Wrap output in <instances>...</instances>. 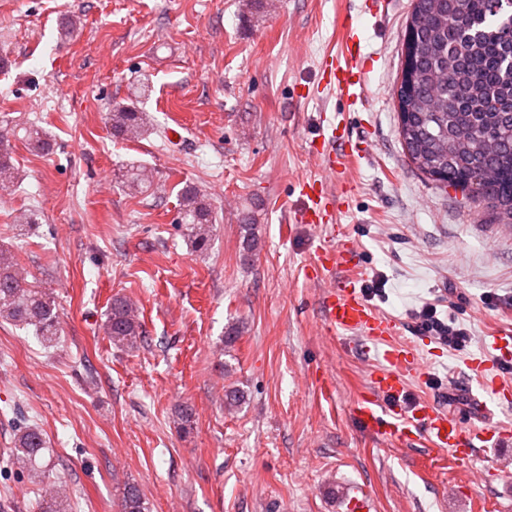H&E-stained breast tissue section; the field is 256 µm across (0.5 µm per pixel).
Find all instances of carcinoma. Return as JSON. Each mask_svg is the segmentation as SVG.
Instances as JSON below:
<instances>
[{
	"instance_id": "1",
	"label": "carcinoma",
	"mask_w": 512,
	"mask_h": 512,
	"mask_svg": "<svg viewBox=\"0 0 512 512\" xmlns=\"http://www.w3.org/2000/svg\"><path fill=\"white\" fill-rule=\"evenodd\" d=\"M416 37L412 64L420 78L406 85L397 104L410 112L415 124L401 132L410 161L426 175L442 173L448 187L466 190L480 169L493 172L473 199L491 204L512 219V0L497 8L492 0H461L457 13H441L433 0H416L406 23ZM151 92L149 82L140 85L134 98L115 103L106 114L112 136L139 138L147 132L148 117L139 107ZM34 152L48 153L52 136L31 124L13 133ZM19 180L8 145L0 144V190H10ZM126 186L148 193L151 171L132 165ZM246 234L242 259L250 262L258 249L256 227L243 218ZM180 223L197 250L210 244L215 214L209 198L193 185L180 191ZM0 317L20 328H33L50 346L58 338L60 316L56 305L28 281V272L14 256L0 248ZM105 334L117 348L133 349L145 331L136 306L115 295L104 321ZM13 447L0 452V467L28 479L41 492L40 512H69L70 493L50 480L48 441L37 426L24 417L13 423ZM118 512H150L141 488L125 482Z\"/></svg>"
}]
</instances>
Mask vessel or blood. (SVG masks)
I'll return each instance as SVG.
<instances>
[{"label":"vessel or blood","instance_id":"b4317fda","mask_svg":"<svg viewBox=\"0 0 512 512\" xmlns=\"http://www.w3.org/2000/svg\"><path fill=\"white\" fill-rule=\"evenodd\" d=\"M345 61L324 60L323 75L331 91L351 102H358L363 85L361 46L349 42ZM368 150L365 140L322 145L319 152L322 167L329 172L348 170ZM306 208L296 219L305 224H331L329 196L323 179H301ZM317 261L322 269L337 271L338 277L323 298L325 319L323 331L333 336L339 332L360 335L366 347L381 348V364L370 378L365 395L357 402L355 414L370 433L385 437L399 445L424 438L437 451H445L460 462L470 461L477 449L497 442L502 428L488 424L462 423L434 400L427 399L403 407L395 399L403 393L408 376L423 373L424 366L412 346L396 342V322L378 313L365 299L355 274L356 249L347 241L320 251Z\"/></svg>","mask_w":512,"mask_h":512}]
</instances>
